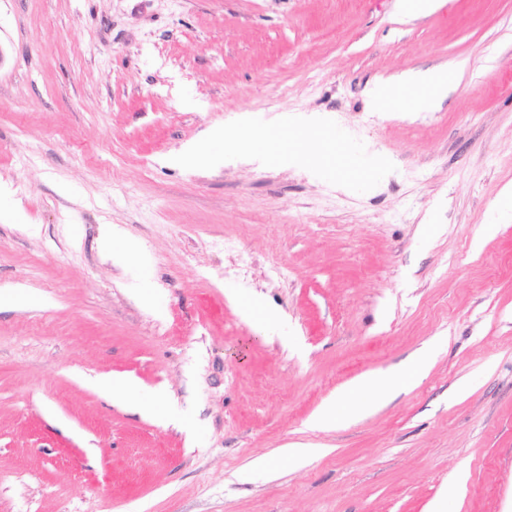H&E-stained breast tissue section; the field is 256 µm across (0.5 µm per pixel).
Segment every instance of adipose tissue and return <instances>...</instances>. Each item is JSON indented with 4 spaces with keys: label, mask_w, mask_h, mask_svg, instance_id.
Returning a JSON list of instances; mask_svg holds the SVG:
<instances>
[{
    "label": "adipose tissue",
    "mask_w": 512,
    "mask_h": 512,
    "mask_svg": "<svg viewBox=\"0 0 512 512\" xmlns=\"http://www.w3.org/2000/svg\"><path fill=\"white\" fill-rule=\"evenodd\" d=\"M370 93L375 100L411 109L429 102L439 104L448 93V73L438 67L405 72L373 85ZM247 139L249 157L260 164L313 165L324 160L326 148L332 147L333 132L322 118L282 113L263 129L249 132ZM427 367L428 357L422 354L400 370L357 377L323 404L310 422L311 429L331 430L360 419L419 381Z\"/></svg>",
    "instance_id": "adipose-tissue-1"
}]
</instances>
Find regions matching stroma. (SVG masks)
Segmentation results:
<instances>
[{"mask_svg": "<svg viewBox=\"0 0 512 512\" xmlns=\"http://www.w3.org/2000/svg\"><path fill=\"white\" fill-rule=\"evenodd\" d=\"M438 65L441 106L368 95ZM282 112L345 134L335 178L245 160ZM214 128L228 161L174 163ZM0 186V512H434L460 473L448 512L512 500V0H0ZM421 349L416 384L310 429ZM443 0H396L397 11L407 17L421 18L439 9ZM238 303L245 317L256 328L267 330L272 327L273 318L267 310L245 299L238 300ZM428 357L421 354L398 371L367 373L343 388L336 399L323 404L310 422V428L326 431L360 419L370 409L385 405L395 393L425 376ZM99 391L112 394V402H128L135 404L138 409L146 414L158 415L162 419H168V413L161 407L157 398L145 400L138 392L137 385L127 379L116 380L107 376L94 382Z\"/></svg>", "mask_w": 512, "mask_h": 512, "instance_id": "35a3bbf8", "label": "stroma"}]
</instances>
